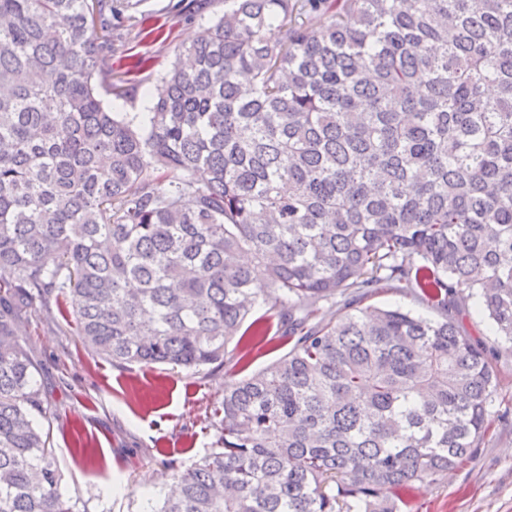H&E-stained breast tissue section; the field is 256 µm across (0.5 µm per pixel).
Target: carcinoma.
I'll list each match as a JSON object with an SVG mask.
<instances>
[{"instance_id": "obj_1", "label": "carcinoma", "mask_w": 512, "mask_h": 512, "mask_svg": "<svg viewBox=\"0 0 512 512\" xmlns=\"http://www.w3.org/2000/svg\"><path fill=\"white\" fill-rule=\"evenodd\" d=\"M229 2L114 112L113 0H0V512H77L19 337L53 297L119 365L230 362L262 308L292 343L150 512H401L491 425L449 312L512 351V0ZM367 304L385 308L401 307L404 310L412 311L415 315L428 318H436L437 312L427 308L416 297L399 292L393 289H386L371 297Z\"/></svg>"}]
</instances>
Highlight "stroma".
I'll return each instance as SVG.
<instances>
[{
    "instance_id": "obj_1",
    "label": "stroma",
    "mask_w": 512,
    "mask_h": 512,
    "mask_svg": "<svg viewBox=\"0 0 512 512\" xmlns=\"http://www.w3.org/2000/svg\"><path fill=\"white\" fill-rule=\"evenodd\" d=\"M223 13L224 0H141L133 18L112 32V81L127 95H104L105 105L136 111L200 26ZM456 319L494 366V425L454 471L405 488L402 512H512V352L502 348L477 298L467 299ZM20 333L37 367L43 429L63 474L60 491L77 501L79 512H147L150 499L177 493L167 462L188 466L214 448L209 420L225 380L289 350L272 331L237 348V368L118 365L80 342L66 305L57 301L28 312Z\"/></svg>"
}]
</instances>
